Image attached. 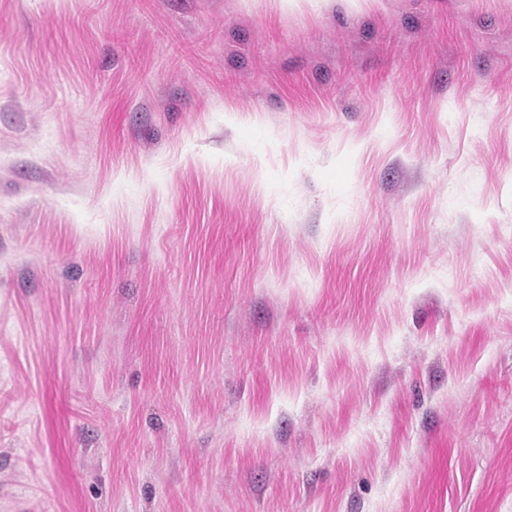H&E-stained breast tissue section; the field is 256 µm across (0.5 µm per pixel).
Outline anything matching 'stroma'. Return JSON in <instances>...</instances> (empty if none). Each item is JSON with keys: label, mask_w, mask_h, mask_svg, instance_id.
Here are the masks:
<instances>
[{"label": "stroma", "mask_w": 512, "mask_h": 512, "mask_svg": "<svg viewBox=\"0 0 512 512\" xmlns=\"http://www.w3.org/2000/svg\"><path fill=\"white\" fill-rule=\"evenodd\" d=\"M512 0H0V512H512Z\"/></svg>", "instance_id": "35a3bbf8"}]
</instances>
